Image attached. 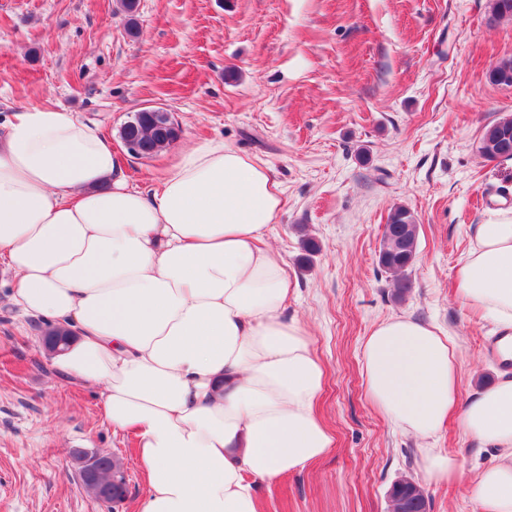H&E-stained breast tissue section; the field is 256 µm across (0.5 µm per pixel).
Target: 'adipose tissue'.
Instances as JSON below:
<instances>
[{
	"mask_svg": "<svg viewBox=\"0 0 512 512\" xmlns=\"http://www.w3.org/2000/svg\"><path fill=\"white\" fill-rule=\"evenodd\" d=\"M0 265L22 316L68 329L52 356L101 387L106 422L133 431L146 474L139 512H258L255 486L323 457L325 371L268 243L282 190L220 140L184 150L152 193L132 188L95 124L48 105L0 123ZM462 304L512 330V211L477 225ZM365 393L404 433L450 414L497 457L469 485L482 512H512V376L460 402L446 333L406 316L362 343Z\"/></svg>",
	"mask_w": 512,
	"mask_h": 512,
	"instance_id": "1",
	"label": "adipose tissue"
}]
</instances>
